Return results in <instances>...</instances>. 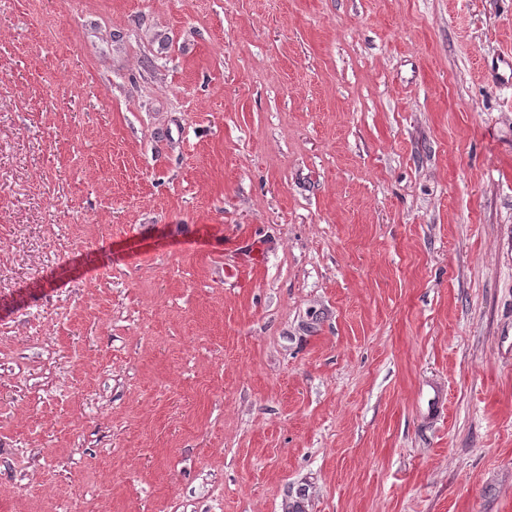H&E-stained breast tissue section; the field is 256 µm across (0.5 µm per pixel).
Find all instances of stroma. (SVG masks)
<instances>
[{
	"label": "stroma",
	"mask_w": 512,
	"mask_h": 512,
	"mask_svg": "<svg viewBox=\"0 0 512 512\" xmlns=\"http://www.w3.org/2000/svg\"><path fill=\"white\" fill-rule=\"evenodd\" d=\"M505 58L512 0H0V512H512Z\"/></svg>",
	"instance_id": "35a3bbf8"
}]
</instances>
